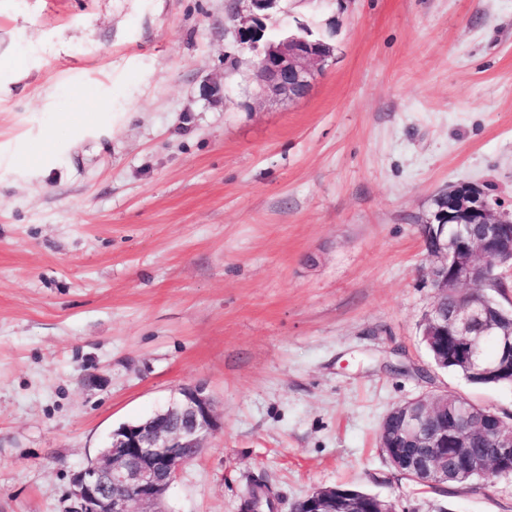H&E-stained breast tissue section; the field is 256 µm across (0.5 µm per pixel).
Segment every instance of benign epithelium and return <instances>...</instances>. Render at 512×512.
<instances>
[{
  "instance_id": "obj_1",
  "label": "benign epithelium",
  "mask_w": 512,
  "mask_h": 512,
  "mask_svg": "<svg viewBox=\"0 0 512 512\" xmlns=\"http://www.w3.org/2000/svg\"><path fill=\"white\" fill-rule=\"evenodd\" d=\"M277 0H233L234 35L253 55L256 96L268 100L301 98L309 91L315 72L333 56L330 42H312L299 33L278 39L265 37L261 13ZM448 211L436 213L427 224L437 241L428 281L435 300L422 321V336L434 352L436 366H448L446 337L457 343L456 358L469 365L476 381L512 380V305L506 306L484 285L500 278L496 269L512 270V212L492 206L477 184L461 183L448 189ZM480 323L485 336L500 341L495 363L479 359L472 326ZM180 398L149 421L125 424L112 431L97 460L74 472L70 512H130V504L156 506L175 480L179 468L194 459L202 442L220 423L201 386L183 387ZM384 418L380 447L405 478L428 487L468 482L512 472V419H505L465 399L448 409V393L422 395ZM490 448H475L476 437ZM300 512H393L377 495L354 489L326 487L301 500Z\"/></svg>"
}]
</instances>
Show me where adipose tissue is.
I'll use <instances>...</instances> for the list:
<instances>
[{
    "instance_id": "1",
    "label": "adipose tissue",
    "mask_w": 512,
    "mask_h": 512,
    "mask_svg": "<svg viewBox=\"0 0 512 512\" xmlns=\"http://www.w3.org/2000/svg\"><path fill=\"white\" fill-rule=\"evenodd\" d=\"M70 136L58 138L53 127L45 125L19 137L6 152H0V180L35 177L61 166L74 142L99 141L119 125L116 115L105 112H79L61 116Z\"/></svg>"
}]
</instances>
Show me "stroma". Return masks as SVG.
<instances>
[{"label": "stroma", "instance_id": "stroma-1", "mask_svg": "<svg viewBox=\"0 0 512 512\" xmlns=\"http://www.w3.org/2000/svg\"><path fill=\"white\" fill-rule=\"evenodd\" d=\"M228 0H0V144L125 114L39 181L0 184V512H67L113 429L199 384L221 429L162 512H275L351 486L397 512H512V475H399L385 415L512 387L431 362L418 220L459 183L512 212V0H279L331 37L305 97H257ZM218 86L216 96L203 85Z\"/></svg>", "mask_w": 512, "mask_h": 512}]
</instances>
